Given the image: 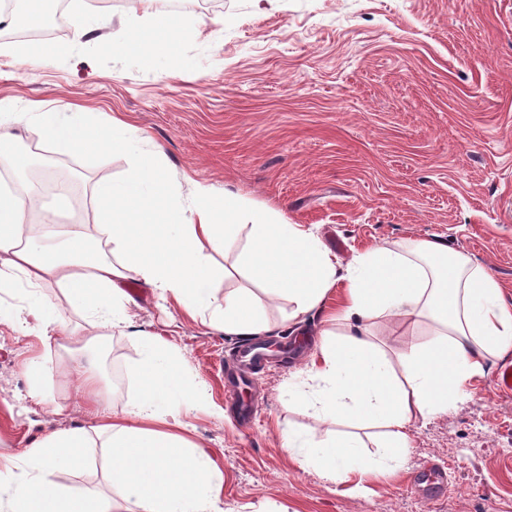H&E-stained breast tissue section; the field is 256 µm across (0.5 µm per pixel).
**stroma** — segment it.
I'll list each match as a JSON object with an SVG mask.
<instances>
[{
    "instance_id": "stroma-1",
    "label": "stroma",
    "mask_w": 512,
    "mask_h": 512,
    "mask_svg": "<svg viewBox=\"0 0 512 512\" xmlns=\"http://www.w3.org/2000/svg\"><path fill=\"white\" fill-rule=\"evenodd\" d=\"M194 34L157 66L93 43L42 65L16 55L22 39H0V102L50 111L77 105L101 120L119 117L144 148H160L176 178L206 183L240 200L314 227L324 245L350 258L383 241L441 238L485 265L512 297V0H188ZM35 164L17 186H34L58 223H93L92 185L117 180L125 155H73L18 123ZM138 330L183 353L191 378L224 406L190 418L195 441L224 466V512H512V394L489 370L469 397L418 424L404 467L363 491L302 469L283 435L316 438L330 427L294 405L285 385L314 352L335 297L303 322L285 320L287 301L267 304L272 340L306 337L287 361L271 360L238 399L252 405L240 427L224 391V370L243 339L202 322L136 285ZM43 354L44 403L29 397L26 364ZM139 357L114 335L98 358L104 399L115 412L135 394ZM69 355L0 324V455L20 459L46 430L88 417L59 374ZM444 473L441 495L412 484L427 468ZM104 451L83 470L52 481L80 496L118 492L105 478Z\"/></svg>"
}]
</instances>
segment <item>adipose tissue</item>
<instances>
[{
	"instance_id": "1",
	"label": "adipose tissue",
	"mask_w": 512,
	"mask_h": 512,
	"mask_svg": "<svg viewBox=\"0 0 512 512\" xmlns=\"http://www.w3.org/2000/svg\"><path fill=\"white\" fill-rule=\"evenodd\" d=\"M150 18L129 26L120 48L151 64L193 27L174 11L155 10ZM103 24L74 12L72 41L29 44L23 59L38 64L67 56ZM22 118L0 104L1 167L32 163L16 148L13 126ZM34 118L45 144L122 152L128 168L121 180L92 186V224H56L31 189L0 181V294L20 297L4 315L16 332L48 348L73 330L44 300L43 288L60 289L66 304L84 314L76 336L82 355L68 374L89 417L88 425L52 429L32 442L25 452L30 472L15 473L11 460H0L8 512H223L224 469L211 449L190 439L188 418L201 409L218 418L224 411L191 381L178 348L134 329L130 283L227 336L269 333L265 302L286 300L293 323L342 288L335 330H323L288 379L292 402L336 429L323 441L288 431L285 447L302 468L356 488L367 476L398 472L412 428L454 409L486 376L488 362L512 349V301L485 266L441 239L384 241L345 261L313 229L271 210L199 183L183 191L163 153L142 149L119 119L102 123L75 110ZM227 250L235 253L233 263L217 266L214 254ZM117 329L140 347L137 391L119 413L104 406L95 351ZM389 336L401 337L400 346L386 344ZM374 427L385 436L371 453L362 433ZM90 448L107 449L106 479L119 504L94 493L78 497L49 481L57 470L81 469Z\"/></svg>"
}]
</instances>
